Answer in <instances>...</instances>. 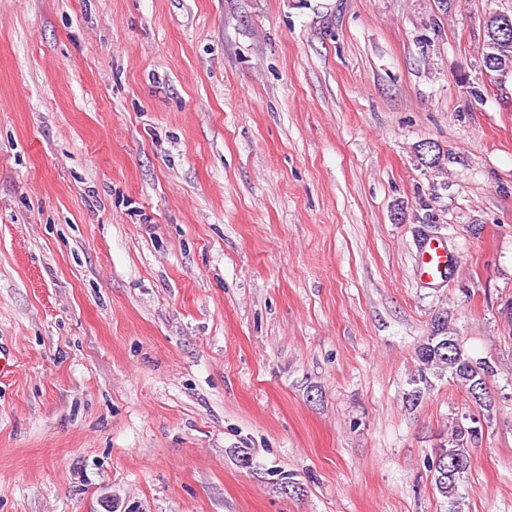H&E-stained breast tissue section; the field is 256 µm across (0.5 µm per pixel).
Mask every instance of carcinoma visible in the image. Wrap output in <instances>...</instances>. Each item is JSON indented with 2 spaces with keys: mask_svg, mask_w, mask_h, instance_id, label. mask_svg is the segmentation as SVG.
<instances>
[{
  "mask_svg": "<svg viewBox=\"0 0 512 512\" xmlns=\"http://www.w3.org/2000/svg\"><path fill=\"white\" fill-rule=\"evenodd\" d=\"M501 18L492 13L484 20L485 51L483 58L491 59L495 75L507 80L512 77V35L505 37L499 32ZM417 373L411 379L413 388L407 393L409 401L416 403L431 386L429 374L434 369H446L450 377L467 393L487 384L494 376V369L487 361L471 357L458 337L448 332V319L435 320L434 330L416 350ZM481 440L478 426L458 423L448 438V447L436 450L427 460L434 486L446 503L448 512H461V482L471 467V448ZM266 475L277 492L296 485L293 476L281 469H268Z\"/></svg>",
  "mask_w": 512,
  "mask_h": 512,
  "instance_id": "1",
  "label": "carcinoma"
}]
</instances>
